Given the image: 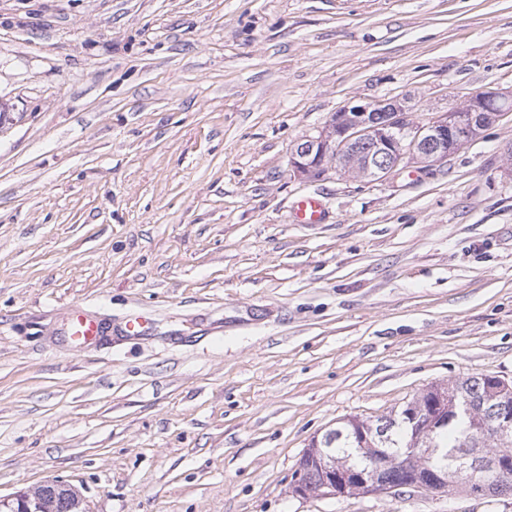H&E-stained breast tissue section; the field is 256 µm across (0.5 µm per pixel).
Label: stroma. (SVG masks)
I'll list each match as a JSON object with an SVG mask.
<instances>
[{
    "label": "stroma",
    "mask_w": 512,
    "mask_h": 512,
    "mask_svg": "<svg viewBox=\"0 0 512 512\" xmlns=\"http://www.w3.org/2000/svg\"><path fill=\"white\" fill-rule=\"evenodd\" d=\"M483 90L512 91V0H0V498L512 512L292 492L340 419L512 381V112L426 170L289 168L343 107L424 122ZM76 302L149 330L73 348ZM296 217L299 224H320L325 221V211L316 196H306L296 205Z\"/></svg>",
    "instance_id": "1"
}]
</instances>
